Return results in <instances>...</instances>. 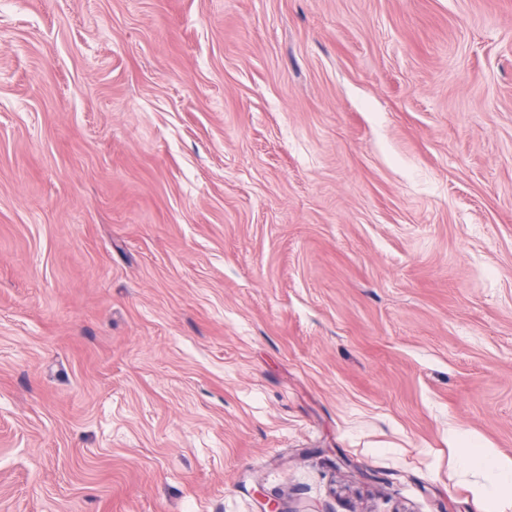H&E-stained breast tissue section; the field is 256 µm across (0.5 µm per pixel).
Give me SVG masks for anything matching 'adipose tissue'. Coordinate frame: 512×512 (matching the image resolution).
Instances as JSON below:
<instances>
[{"label":"adipose tissue","mask_w":512,"mask_h":512,"mask_svg":"<svg viewBox=\"0 0 512 512\" xmlns=\"http://www.w3.org/2000/svg\"><path fill=\"white\" fill-rule=\"evenodd\" d=\"M454 444L466 445L472 463L487 471L486 482L473 485L472 494L477 503L496 499H512V459L499 456L493 449L478 443L474 438L461 434L454 435Z\"/></svg>","instance_id":"1"}]
</instances>
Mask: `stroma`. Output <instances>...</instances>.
Segmentation results:
<instances>
[{
	"label": "stroma",
	"mask_w": 512,
	"mask_h": 512,
	"mask_svg": "<svg viewBox=\"0 0 512 512\" xmlns=\"http://www.w3.org/2000/svg\"><path fill=\"white\" fill-rule=\"evenodd\" d=\"M512 457V0H0V512H477ZM454 444H464L472 463L487 471L489 479L484 483H476L471 491L474 500L479 504L491 499L507 501L512 499V459L499 456L492 448L478 443L471 436L455 433Z\"/></svg>",
	"instance_id": "35a3bbf8"
}]
</instances>
